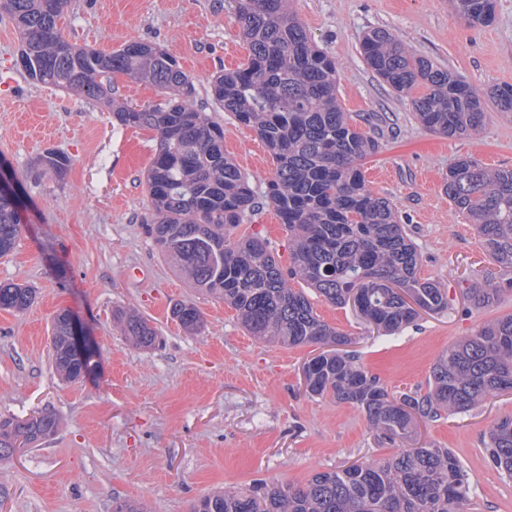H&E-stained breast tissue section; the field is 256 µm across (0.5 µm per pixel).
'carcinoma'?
I'll return each mask as SVG.
<instances>
[{
	"mask_svg": "<svg viewBox=\"0 0 512 512\" xmlns=\"http://www.w3.org/2000/svg\"><path fill=\"white\" fill-rule=\"evenodd\" d=\"M288 0H234L248 46L247 63L214 77L217 107L253 128L275 164L263 197L288 230L289 266L283 267L263 239H231L252 214L256 194L224 153V128L192 105L193 80L178 61L157 47L131 41L108 54L63 39L59 21L65 0H0L21 36L16 64L36 83L76 89L104 99L110 79L122 73L168 93L163 103L133 107L112 103L122 126L153 130L157 148L146 173L151 211L148 234L166 261L196 290L231 306L249 335L295 347L328 350L305 363L309 394L362 410L380 436L399 451L342 470L319 472L303 485L271 484L208 494L192 512H474L460 461L447 448L419 443L418 421L469 411L502 392L512 393V315L484 324L443 353L432 367L428 391L394 396L351 354L336 347L349 339L314 312L297 279L326 301L352 307L377 330L395 334L419 311L448 308V292L419 274V254L398 213L366 184L363 166L380 149L360 132L338 100L336 62L310 40L288 10ZM453 13L471 24L495 17V0H449ZM367 65L396 92L411 97L418 121L448 136H467L486 119L485 100L512 115V84L480 93L452 72L405 48L385 29L360 43ZM45 170L64 175L70 158L48 151ZM444 191L473 224L485 250L502 271L512 272V169L490 170L472 157L448 167ZM20 232L18 201L0 194V257ZM500 285L489 279L467 288L477 307L489 308ZM34 290L0 285V309L22 312ZM183 329L203 327L199 309L172 308ZM127 339L153 346L156 331L135 314L123 319ZM53 363L60 378L80 380L90 361L71 342V319L52 324ZM54 414L0 419V464L57 432ZM489 457L512 479V415L488 435Z\"/></svg>",
	"mask_w": 512,
	"mask_h": 512,
	"instance_id": "obj_1",
	"label": "carcinoma"
}]
</instances>
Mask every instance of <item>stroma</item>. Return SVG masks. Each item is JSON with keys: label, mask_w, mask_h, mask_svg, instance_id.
Returning a JSON list of instances; mask_svg holds the SVG:
<instances>
[{"label": "stroma", "mask_w": 512, "mask_h": 512, "mask_svg": "<svg viewBox=\"0 0 512 512\" xmlns=\"http://www.w3.org/2000/svg\"><path fill=\"white\" fill-rule=\"evenodd\" d=\"M312 42L336 61L339 99L380 151L363 167L372 192L395 206L418 246L420 275L448 291V307L420 313L387 336L352 308L312 297L315 312L349 337L348 348L389 392H426L431 368L448 347L484 322L512 314V274L485 251L472 224L443 191L449 166L470 156L512 168V117L487 105L479 135L446 137L415 118L365 63L363 33L388 29L415 54L474 88L512 84V0H496L486 26L457 18L448 0H290ZM72 44L111 52L131 40L174 56L195 79V107L224 126V150L263 191L275 165L255 131L219 111L208 81L246 63L232 0H66L60 21ZM20 35L0 9V173L22 205L14 250L0 258V283L33 288L22 312L0 310V416L57 415L49 441L0 465V512H112L132 498L149 512H191L202 496L260 483L300 485L314 474L394 454L366 415L310 395L303 367L321 346H271L249 336L223 301L199 295L158 253L147 233L145 186L155 134L117 124L103 101L36 84L17 68ZM66 154L64 176L39 164ZM288 256V233L267 202L237 229ZM139 269L130 278L131 269ZM503 284L488 309L471 305L472 280ZM189 301L200 333L171 310ZM133 310L158 334L139 349L116 320ZM69 312L92 336L98 367L62 381L50 348L54 317ZM512 415V393L471 411L425 421L421 441L451 449L468 476L479 512H512V479L490 462L491 426Z\"/></svg>", "instance_id": "stroma-1"}]
</instances>
